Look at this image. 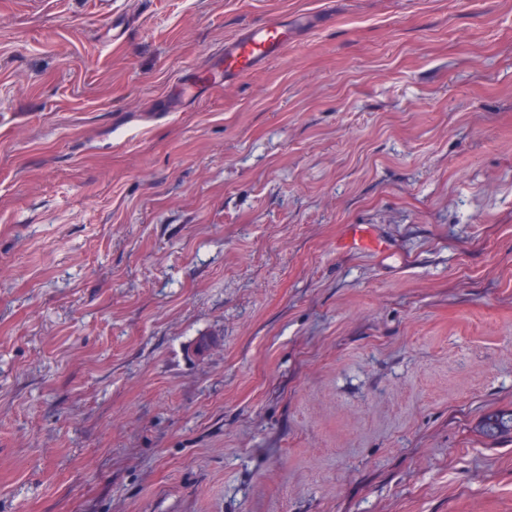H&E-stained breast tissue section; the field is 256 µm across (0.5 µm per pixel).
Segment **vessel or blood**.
Listing matches in <instances>:
<instances>
[{"label":"vessel or blood","mask_w":512,"mask_h":512,"mask_svg":"<svg viewBox=\"0 0 512 512\" xmlns=\"http://www.w3.org/2000/svg\"><path fill=\"white\" fill-rule=\"evenodd\" d=\"M315 22L313 16L303 15L276 20H262L241 29L225 40L224 48L211 64L196 69L189 81L183 82L178 94L157 100L159 112H177L189 100L204 92L212 73H220L224 81L232 82L257 71L271 60L284 55L304 29ZM340 247L369 253L382 248V241L361 224L351 225L339 242Z\"/></svg>","instance_id":"vessel-or-blood-1"}]
</instances>
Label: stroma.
<instances>
[{"label": "stroma", "instance_id": "1", "mask_svg": "<svg viewBox=\"0 0 512 512\" xmlns=\"http://www.w3.org/2000/svg\"><path fill=\"white\" fill-rule=\"evenodd\" d=\"M510 407L512 0H0V512H512ZM316 23L315 16H294L290 19L262 20L241 29L234 37L224 41V49L214 60L184 78L179 93L155 102L156 112H179L187 101L198 97L208 88L213 70H217L224 83L257 71L271 60L284 55L304 29ZM383 244L368 227L362 224L351 225L339 242V246L342 248H349L364 253L377 251L383 247ZM479 428L492 439L510 437L512 441V408L488 414L479 423Z\"/></svg>", "mask_w": 512, "mask_h": 512}]
</instances>
